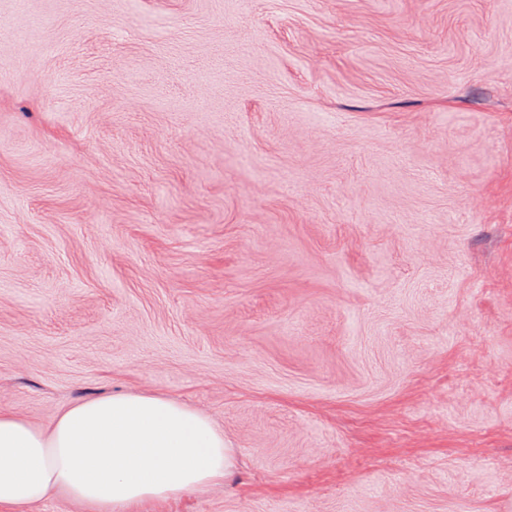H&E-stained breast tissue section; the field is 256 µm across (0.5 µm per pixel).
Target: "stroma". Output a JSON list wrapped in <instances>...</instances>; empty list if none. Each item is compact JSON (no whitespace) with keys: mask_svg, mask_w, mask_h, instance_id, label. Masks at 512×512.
Masks as SVG:
<instances>
[{"mask_svg":"<svg viewBox=\"0 0 512 512\" xmlns=\"http://www.w3.org/2000/svg\"><path fill=\"white\" fill-rule=\"evenodd\" d=\"M128 391L142 512H512V0H0V409Z\"/></svg>","mask_w":512,"mask_h":512,"instance_id":"1","label":"stroma"}]
</instances>
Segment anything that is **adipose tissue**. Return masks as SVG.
Returning <instances> with one entry per match:
<instances>
[{
    "instance_id": "ef3b65f1",
    "label": "adipose tissue",
    "mask_w": 512,
    "mask_h": 512,
    "mask_svg": "<svg viewBox=\"0 0 512 512\" xmlns=\"http://www.w3.org/2000/svg\"><path fill=\"white\" fill-rule=\"evenodd\" d=\"M232 465L223 431L166 396L80 401L46 430L0 411V512L51 496L79 512H138L220 485Z\"/></svg>"
}]
</instances>
